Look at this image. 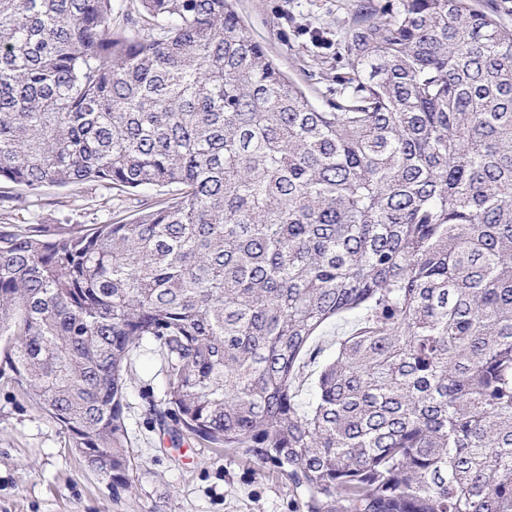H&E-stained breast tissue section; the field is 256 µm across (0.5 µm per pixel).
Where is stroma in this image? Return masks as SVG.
I'll list each match as a JSON object with an SVG mask.
<instances>
[{
	"mask_svg": "<svg viewBox=\"0 0 512 512\" xmlns=\"http://www.w3.org/2000/svg\"><path fill=\"white\" fill-rule=\"evenodd\" d=\"M353 2L237 0L236 10L246 32L319 104L336 87L335 37ZM316 31L328 38L326 48L312 46ZM319 56L327 59V74L319 72ZM0 192L22 197L14 205L13 221L45 224H93L109 215L123 219L162 195L157 187L134 196L116 191L106 213L99 208L101 191L92 185L23 191L1 183ZM11 393L0 382V512H305V493L290 489L268 466L194 439L175 444L153 431L148 402L163 400L164 376L151 347L135 354L127 389L125 417L135 486L130 493H113L70 450L58 424Z\"/></svg>",
	"mask_w": 512,
	"mask_h": 512,
	"instance_id": "obj_1",
	"label": "stroma"
}]
</instances>
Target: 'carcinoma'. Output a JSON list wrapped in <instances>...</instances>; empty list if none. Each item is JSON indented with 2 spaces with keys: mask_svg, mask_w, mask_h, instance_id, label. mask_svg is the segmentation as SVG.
Wrapping results in <instances>:
<instances>
[{
  "mask_svg": "<svg viewBox=\"0 0 512 512\" xmlns=\"http://www.w3.org/2000/svg\"><path fill=\"white\" fill-rule=\"evenodd\" d=\"M0 0V183L172 195L0 217V379L112 465L149 414L306 512H512V28L497 0H363L315 104L235 0ZM354 329L298 399L311 342ZM167 188L149 187L143 188L137 196H131L124 193L112 191V220L130 217L138 212L139 209L146 206L144 203H153L162 196ZM132 218V217H130Z\"/></svg>",
  "mask_w": 512,
  "mask_h": 512,
  "instance_id": "cac0c4a2",
  "label": "carcinoma"
}]
</instances>
